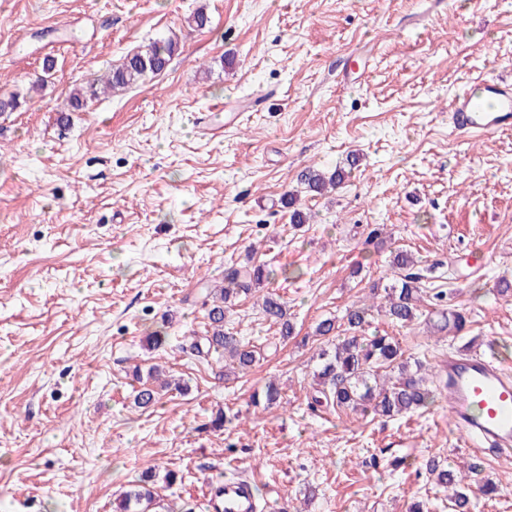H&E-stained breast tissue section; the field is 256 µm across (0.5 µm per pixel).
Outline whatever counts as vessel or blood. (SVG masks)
I'll return each mask as SVG.
<instances>
[{"instance_id":"vessel-or-blood-1","label":"vessel or blood","mask_w":512,"mask_h":512,"mask_svg":"<svg viewBox=\"0 0 512 512\" xmlns=\"http://www.w3.org/2000/svg\"><path fill=\"white\" fill-rule=\"evenodd\" d=\"M453 132L469 138L512 128V79L482 75L456 93L448 112ZM240 113L211 117L202 136L219 138L224 128L239 122ZM443 371L451 423L467 439L479 438L498 453L512 451V374L492 354L449 355ZM207 507L219 512H255L253 489L244 482H228L223 494L207 486Z\"/></svg>"}]
</instances>
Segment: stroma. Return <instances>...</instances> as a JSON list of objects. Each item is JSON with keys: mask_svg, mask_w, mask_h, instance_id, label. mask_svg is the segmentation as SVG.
Here are the masks:
<instances>
[{"mask_svg": "<svg viewBox=\"0 0 512 512\" xmlns=\"http://www.w3.org/2000/svg\"><path fill=\"white\" fill-rule=\"evenodd\" d=\"M201 6L210 24L190 30ZM171 35L164 71L58 123L73 88ZM477 72L512 76V0H0V98L23 99L0 113V512H113L147 470L176 512H204L203 487L230 471L259 512H449L432 457L498 485L472 512H512V457L472 452L444 391L393 418L310 406L316 323L371 304L393 247L437 263L425 289L469 324L374 314L365 335L396 337L433 375L489 342L512 357V130L470 141L448 125ZM251 97L240 127L197 133L213 99ZM353 153L340 188L306 192V166ZM288 191L309 215L298 230ZM369 224L390 243L366 242ZM248 256L273 270L295 334L239 298L228 318L261 357L228 375L184 346L207 322L201 286ZM154 364L189 390L143 410L133 369ZM271 380L280 402L253 406ZM437 321L434 326H436L437 331L448 333H458L461 332L466 324L467 319L463 312V309L460 308H442L437 311Z\"/></svg>", "mask_w": 512, "mask_h": 512, "instance_id": "obj_1", "label": "stroma"}]
</instances>
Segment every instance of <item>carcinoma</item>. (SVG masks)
<instances>
[{"label": "carcinoma", "mask_w": 512, "mask_h": 512, "mask_svg": "<svg viewBox=\"0 0 512 512\" xmlns=\"http://www.w3.org/2000/svg\"><path fill=\"white\" fill-rule=\"evenodd\" d=\"M178 50L173 37L158 39L143 49L124 57L122 63L106 76L93 83L74 89L70 97L71 111L84 108L88 101L101 93L124 89L161 73ZM347 172L338 169L328 175L308 166L300 176L306 189L323 196L341 185ZM422 260L406 249L389 251L388 266L394 283L382 287L385 295L384 313L391 322L405 326L421 315L424 300L421 268ZM273 277V271L263 265H254L251 259L232 261L224 267V279L210 286L204 296L208 319L203 335L190 337V350L197 356L224 361L229 369L244 371L256 362L254 346L244 342L237 333L225 327V311L240 296L256 295ZM264 320L277 327L281 338L294 333L288 318L286 304L269 293L261 297ZM370 308L351 306L341 318L319 321L315 334L324 338L327 348L320 351L315 371L320 389L313 396L314 403L332 408L349 409L365 416L394 417L413 414L434 403V394L427 386L425 366L419 360L405 356L398 341L386 334L359 336L357 332L367 322ZM467 324L460 308H442L437 311L436 328L440 332L458 333ZM280 398L277 385L270 383L252 394V403L270 406ZM158 402V392L143 383L136 390L134 403L139 408H150ZM435 484L448 489V502L452 512H469L470 495L480 494L492 498L498 488L490 481L467 482V477L455 470L430 460L426 464ZM160 504L151 472H145L125 491L115 506V512H151Z\"/></svg>", "instance_id": "obj_1"}]
</instances>
